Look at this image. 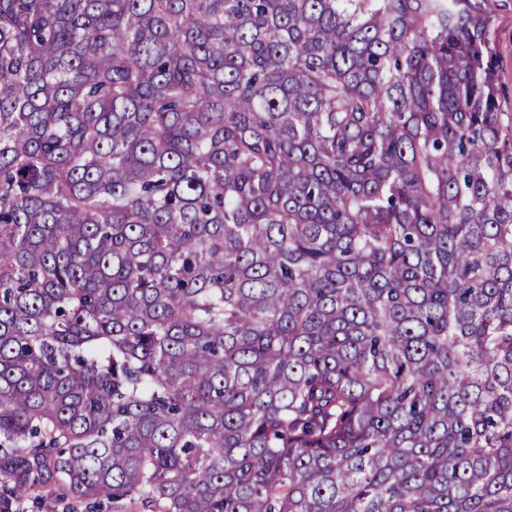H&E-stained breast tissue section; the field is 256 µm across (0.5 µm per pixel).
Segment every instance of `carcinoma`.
<instances>
[{
	"mask_svg": "<svg viewBox=\"0 0 512 512\" xmlns=\"http://www.w3.org/2000/svg\"><path fill=\"white\" fill-rule=\"evenodd\" d=\"M486 0H0V474L111 512H512Z\"/></svg>",
	"mask_w": 512,
	"mask_h": 512,
	"instance_id": "carcinoma-1",
	"label": "carcinoma"
}]
</instances>
